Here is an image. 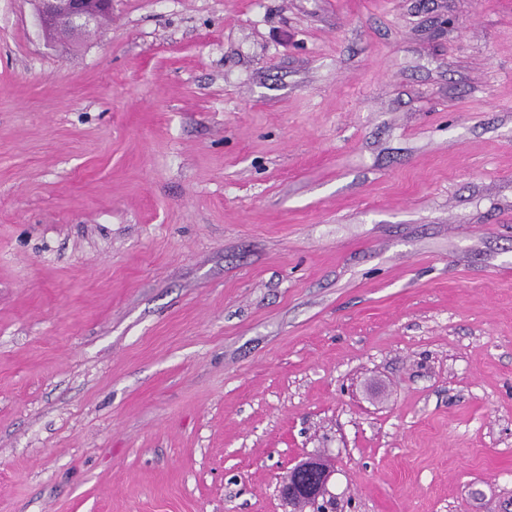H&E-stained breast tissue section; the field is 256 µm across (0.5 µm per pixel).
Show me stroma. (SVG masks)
I'll return each mask as SVG.
<instances>
[{"label":"stroma","mask_w":512,"mask_h":512,"mask_svg":"<svg viewBox=\"0 0 512 512\" xmlns=\"http://www.w3.org/2000/svg\"><path fill=\"white\" fill-rule=\"evenodd\" d=\"M512 512V0H0V512ZM46 36L77 35L98 28L112 16V0H34ZM313 470L320 475V481L319 484L311 488L308 492L304 493L309 502L316 506L317 511H324L322 505H319V498L323 496L327 483L330 478V470L326 467V465L322 462L321 459L311 457L301 463H299L297 466H295L291 471L288 472V478L285 481V483L282 486L281 494L284 498V500L287 502L288 505H291L295 499V496L297 494V491L292 483L293 481V475L301 470Z\"/></svg>","instance_id":"1"}]
</instances>
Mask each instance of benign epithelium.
Listing matches in <instances>:
<instances>
[{"mask_svg":"<svg viewBox=\"0 0 512 512\" xmlns=\"http://www.w3.org/2000/svg\"><path fill=\"white\" fill-rule=\"evenodd\" d=\"M37 15L46 36L50 39L66 33L77 35L102 25L112 16V0H35ZM313 470L320 475L319 484L306 492L309 502L323 512L319 498L323 496L330 478V470L322 460L311 457L288 472L281 494L287 504H292L297 491L293 475L301 470Z\"/></svg>","mask_w":512,"mask_h":512,"instance_id":"1","label":"benign epithelium"}]
</instances>
